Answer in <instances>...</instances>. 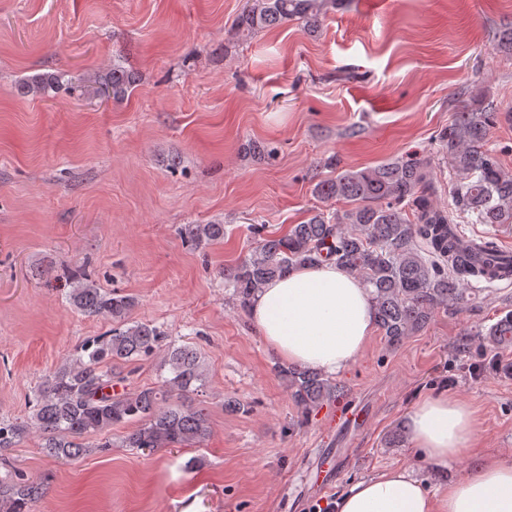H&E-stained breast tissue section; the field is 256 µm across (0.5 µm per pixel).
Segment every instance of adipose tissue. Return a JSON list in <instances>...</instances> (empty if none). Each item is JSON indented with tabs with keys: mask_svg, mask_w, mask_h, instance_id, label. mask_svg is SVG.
Masks as SVG:
<instances>
[{
	"mask_svg": "<svg viewBox=\"0 0 512 512\" xmlns=\"http://www.w3.org/2000/svg\"><path fill=\"white\" fill-rule=\"evenodd\" d=\"M249 315L284 361L339 373L363 352L376 324L363 281L333 263L302 266L255 295ZM407 428L411 447L445 468L472 452L477 418L471 406L444 393L422 396ZM337 512H512V455L483 454L446 490L432 492L404 468L355 482Z\"/></svg>",
	"mask_w": 512,
	"mask_h": 512,
	"instance_id": "ef3b65f1",
	"label": "adipose tissue"
}]
</instances>
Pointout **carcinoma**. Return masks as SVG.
<instances>
[{"label":"carcinoma","instance_id":"1","mask_svg":"<svg viewBox=\"0 0 512 512\" xmlns=\"http://www.w3.org/2000/svg\"><path fill=\"white\" fill-rule=\"evenodd\" d=\"M341 2L246 0L239 25L252 32L301 20L315 33L323 7ZM65 77L61 72L36 75L20 85V94L34 98L56 93L65 86ZM93 83L98 95L122 101L134 89L136 76L116 65ZM497 117L480 108L458 112L442 133V151L457 174L448 209L434 206L427 161L416 153L342 172L320 182L317 193L359 206L332 219L318 213L285 235L261 239L254 256L224 270V284L246 306L268 282L299 266L331 261L372 289L376 324L391 347L423 330L436 313L460 309L469 300V279L495 277L499 249L485 241L460 250L454 224L468 216L479 224H512V173L484 148ZM407 206L413 210L411 219ZM182 234L203 249L224 239V225L188 224ZM421 242L448 265L422 256ZM68 299L79 312L117 327L85 338L34 390L28 416L0 417V450L35 438L48 456L72 461L87 451L84 437L108 435L112 427L125 425L132 426L125 437L130 448L155 451L205 440L208 414L190 399L205 382L201 354L172 343L160 325L130 321L134 298L102 289L85 272L73 276ZM485 335L501 345L512 344V311L502 313ZM159 350L169 376L153 387L117 390L124 368ZM278 373L305 416L335 396L337 386L321 372L291 366ZM44 494L42 483L21 473L0 478V512H37Z\"/></svg>","mask_w":512,"mask_h":512}]
</instances>
